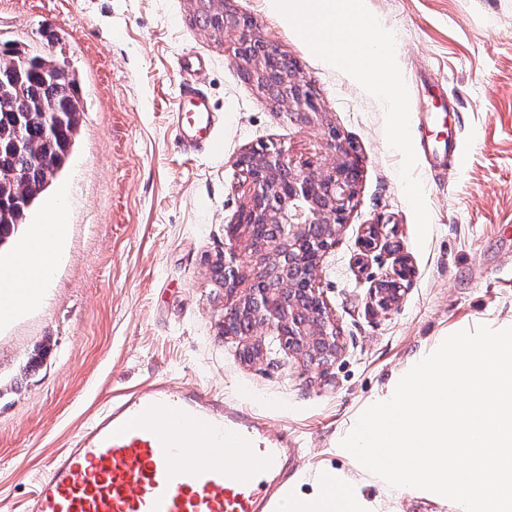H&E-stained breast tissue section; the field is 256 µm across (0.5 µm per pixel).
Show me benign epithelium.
Segmentation results:
<instances>
[{
  "instance_id": "7a95c632",
  "label": "benign epithelium",
  "mask_w": 512,
  "mask_h": 512,
  "mask_svg": "<svg viewBox=\"0 0 512 512\" xmlns=\"http://www.w3.org/2000/svg\"><path fill=\"white\" fill-rule=\"evenodd\" d=\"M212 27L237 31L234 59L245 64L247 74L261 88L271 85L278 103L289 117L303 124L314 123L319 103L311 81L300 75L274 44L266 41L265 53L245 56L243 47L259 41L253 23L228 19L223 13L211 15ZM55 91L68 78L66 65L54 61L49 69ZM330 154L296 169L273 147L240 154L235 165L247 175L251 194L228 225L229 240L245 229L256 267L235 252L212 266V277L224 294L234 298L224 312V338L239 341L244 360L257 363L271 352L273 342L300 356L310 366L322 367L340 351L336 322L317 286L324 254L335 245L339 229L346 223L361 171V159L354 145L342 140L334 127L324 131ZM387 247L377 225L367 227L361 240L363 253ZM411 276L407 261L398 256L392 270L371 288V299L381 311L398 307Z\"/></svg>"
}]
</instances>
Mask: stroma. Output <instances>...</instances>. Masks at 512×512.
I'll return each mask as SVG.
<instances>
[{
    "label": "stroma",
    "mask_w": 512,
    "mask_h": 512,
    "mask_svg": "<svg viewBox=\"0 0 512 512\" xmlns=\"http://www.w3.org/2000/svg\"><path fill=\"white\" fill-rule=\"evenodd\" d=\"M396 37L409 97L457 113L463 158L418 157L430 213L424 244L405 199L401 154L385 108L327 66L267 0H224L232 18L294 60L320 104L318 126L289 119L233 58L230 39L199 19V0H0V45L67 58L84 113L75 146L33 206L41 222L65 198L62 239L43 298L0 320V512H22L46 460L112 396L171 378L248 407L267 434L297 440L289 486L351 471L336 440L421 342L512 321V0H365ZM204 60L193 77L184 60ZM200 87L224 151L186 152L172 120ZM361 157L353 205L318 282L343 349L323 368L288 352L244 362L225 338L231 305L211 268L249 184L234 158L273 145L296 166L325 155L323 126ZM395 251L362 254L367 225ZM406 257L413 269L394 310L371 289Z\"/></svg>",
    "instance_id": "obj_1"
}]
</instances>
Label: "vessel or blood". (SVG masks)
Segmentation results:
<instances>
[{
	"instance_id": "b4317fda",
	"label": "vessel or blood",
	"mask_w": 512,
	"mask_h": 512,
	"mask_svg": "<svg viewBox=\"0 0 512 512\" xmlns=\"http://www.w3.org/2000/svg\"><path fill=\"white\" fill-rule=\"evenodd\" d=\"M175 120L190 151L215 124L196 88ZM287 453V441L269 438L250 411L161 380L107 401L51 455L24 512H269Z\"/></svg>"
}]
</instances>
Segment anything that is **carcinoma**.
<instances>
[{"mask_svg": "<svg viewBox=\"0 0 512 512\" xmlns=\"http://www.w3.org/2000/svg\"><path fill=\"white\" fill-rule=\"evenodd\" d=\"M16 48H0V104L25 88L18 109L0 108V248L27 225V214L38 199L46 172L62 167L80 128L83 107L69 81L58 94L46 84L52 58L26 55L20 76L12 66Z\"/></svg>", "mask_w": 512, "mask_h": 512, "instance_id": "cac0c4a2", "label": "carcinoma"}]
</instances>
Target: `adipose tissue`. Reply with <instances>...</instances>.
Wrapping results in <instances>:
<instances>
[{
    "label": "adipose tissue",
    "mask_w": 512,
    "mask_h": 512,
    "mask_svg": "<svg viewBox=\"0 0 512 512\" xmlns=\"http://www.w3.org/2000/svg\"><path fill=\"white\" fill-rule=\"evenodd\" d=\"M52 237H38L32 248L19 252L13 266L15 277L0 276V313L11 312L31 304L41 295V288L51 273ZM278 512H379L369 499L360 480L340 470L321 474L310 495L287 490Z\"/></svg>",
    "instance_id": "1"
}]
</instances>
